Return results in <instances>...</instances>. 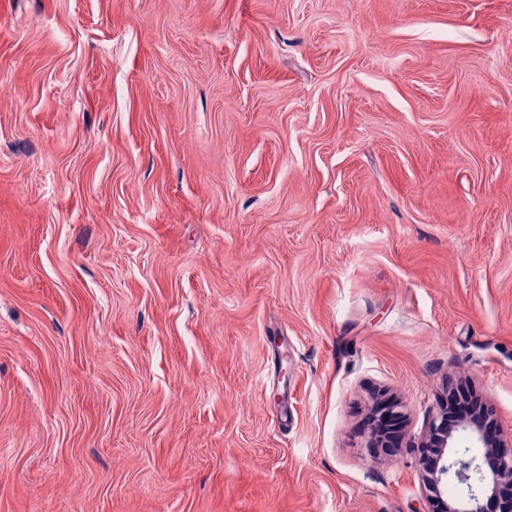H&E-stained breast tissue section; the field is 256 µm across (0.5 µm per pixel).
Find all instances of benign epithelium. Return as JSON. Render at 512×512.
Returning a JSON list of instances; mask_svg holds the SVG:
<instances>
[{
    "label": "benign epithelium",
    "mask_w": 512,
    "mask_h": 512,
    "mask_svg": "<svg viewBox=\"0 0 512 512\" xmlns=\"http://www.w3.org/2000/svg\"><path fill=\"white\" fill-rule=\"evenodd\" d=\"M466 444L482 449V454H466ZM420 447L429 449L432 458L421 470L431 512H488V501L500 495L501 508L512 512V442L502 439L484 405L452 424L447 410L433 414L428 438ZM450 484L459 492L446 500Z\"/></svg>",
    "instance_id": "obj_1"
}]
</instances>
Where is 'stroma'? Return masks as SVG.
<instances>
[{
  "label": "stroma",
  "instance_id": "35a3bbf8",
  "mask_svg": "<svg viewBox=\"0 0 512 512\" xmlns=\"http://www.w3.org/2000/svg\"><path fill=\"white\" fill-rule=\"evenodd\" d=\"M452 384L512 435V0H0V512H428Z\"/></svg>",
  "mask_w": 512,
  "mask_h": 512
}]
</instances>
